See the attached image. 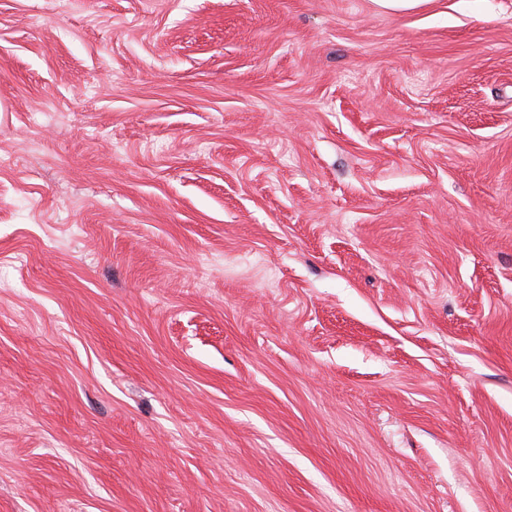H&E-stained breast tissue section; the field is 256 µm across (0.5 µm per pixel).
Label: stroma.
Instances as JSON below:
<instances>
[{
  "instance_id": "obj_1",
  "label": "stroma",
  "mask_w": 512,
  "mask_h": 512,
  "mask_svg": "<svg viewBox=\"0 0 512 512\" xmlns=\"http://www.w3.org/2000/svg\"><path fill=\"white\" fill-rule=\"evenodd\" d=\"M0 512H512V0H0Z\"/></svg>"
}]
</instances>
